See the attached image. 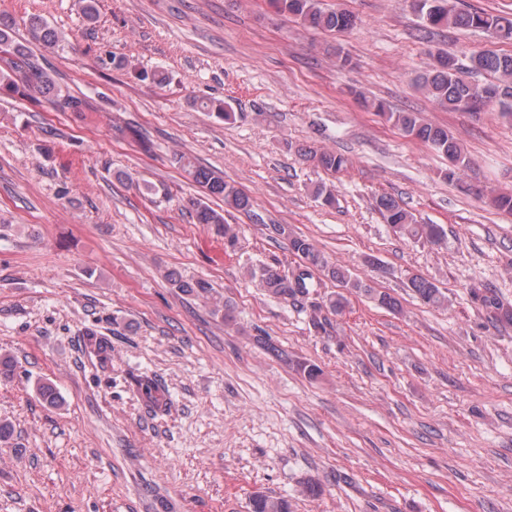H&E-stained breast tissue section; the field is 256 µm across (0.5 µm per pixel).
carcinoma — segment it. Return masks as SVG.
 <instances>
[{"label": "carcinoma", "instance_id": "obj_1", "mask_svg": "<svg viewBox=\"0 0 512 512\" xmlns=\"http://www.w3.org/2000/svg\"><path fill=\"white\" fill-rule=\"evenodd\" d=\"M274 13L294 19L305 29L342 34L351 31L358 24V17L344 9H325L321 0H269ZM413 6L426 30L443 27L483 30L501 42L512 41V17L491 14L485 11L458 8L453 0H413ZM28 32L31 39L45 48H55L62 42L59 32L40 16L28 19ZM0 52L9 56L6 66L0 68V89L16 92L31 102L43 99L60 98V89L54 76L34 66L25 46L16 44L12 38V24L0 20ZM475 71L488 74L492 80L475 84L464 77V72ZM417 88L432 102L444 110L478 112L482 108L495 105L501 114L512 118V53L486 49L469 57L465 65L455 56L445 53L434 55L429 69L417 77ZM385 119L397 127L406 137L421 142L454 163L451 176L460 177L467 169L470 160L458 141L448 130L425 122L417 112H392L381 103H370ZM299 153L313 159L324 170L337 174L347 169L349 160L342 154L311 147L300 148ZM173 162L186 177L195 183L202 192L200 198L192 202L194 219L197 224L212 227L215 233L224 238V250L234 251L239 236L236 225L226 219L230 211L249 212L253 208V198L235 182L224 178L219 172L196 164L189 157L178 154ZM224 202V207L214 208L210 199ZM376 207L385 223L397 236L414 242L440 244L445 239V231L439 224H421L415 215L404 208L394 197L381 195L376 198ZM277 234L288 239L289 249L298 258L295 265L279 269L269 267L264 270L262 286L272 295L292 303L301 302L321 287V277L337 282L349 293H363L375 304L389 311L400 307L399 300L390 293L370 287L364 281L352 276L342 266L331 263L309 239L295 234L286 225L275 227ZM170 283L183 292L206 293L209 282L184 281L172 271L168 274ZM407 287L423 304L441 307L449 300L441 290L422 275L407 279ZM471 295L480 302L488 318L497 324H512V304L504 302L493 290L483 286L470 288ZM347 297L342 293L331 295L313 302L316 315L311 317L315 331L325 330L327 320L321 317L323 309L334 313L343 311ZM136 387L141 398L155 412L169 410L165 391L148 376L136 379ZM250 512H291L287 499L274 497L262 492L254 494L250 500Z\"/></svg>", "mask_w": 512, "mask_h": 512}]
</instances>
